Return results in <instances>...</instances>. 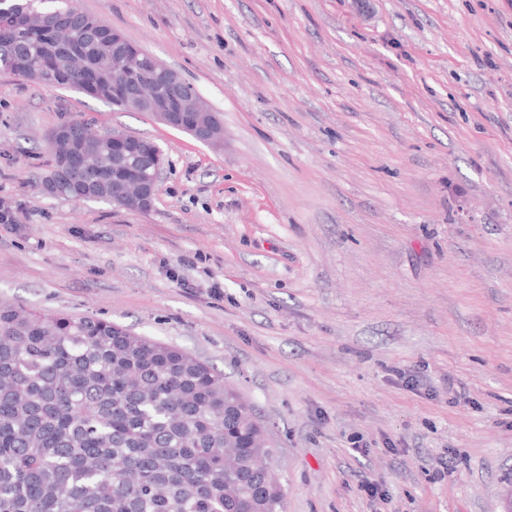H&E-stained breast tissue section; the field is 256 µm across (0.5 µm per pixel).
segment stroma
Returning a JSON list of instances; mask_svg holds the SVG:
<instances>
[{"mask_svg":"<svg viewBox=\"0 0 512 512\" xmlns=\"http://www.w3.org/2000/svg\"><path fill=\"white\" fill-rule=\"evenodd\" d=\"M77 6L194 84L224 142L0 74V300L223 374L286 512H501L512 0ZM81 114L160 146L148 210L42 192L47 136Z\"/></svg>","mask_w":512,"mask_h":512,"instance_id":"35a3bbf8","label":"stroma"}]
</instances>
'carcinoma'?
<instances>
[{
    "instance_id": "cac0c4a2",
    "label": "carcinoma",
    "mask_w": 512,
    "mask_h": 512,
    "mask_svg": "<svg viewBox=\"0 0 512 512\" xmlns=\"http://www.w3.org/2000/svg\"><path fill=\"white\" fill-rule=\"evenodd\" d=\"M187 128L198 91L154 67L74 0H0V66ZM92 120L49 135L50 176L111 203L152 172L148 138L112 143ZM91 153L100 166L71 163ZM266 429L224 375L188 353L93 316L0 302V512H284Z\"/></svg>"
}]
</instances>
